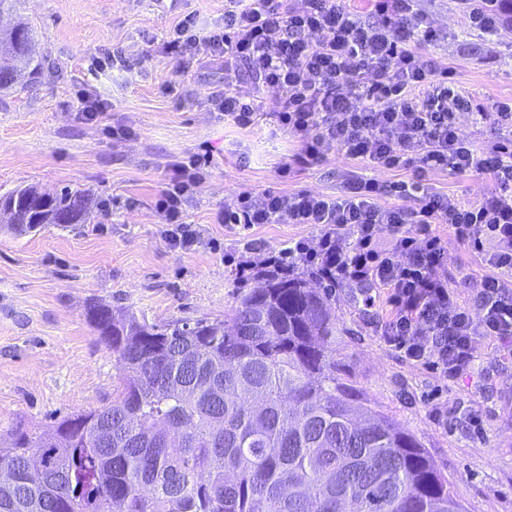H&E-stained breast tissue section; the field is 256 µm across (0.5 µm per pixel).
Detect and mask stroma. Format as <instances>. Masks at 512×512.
<instances>
[{
    "label": "stroma",
    "instance_id": "obj_1",
    "mask_svg": "<svg viewBox=\"0 0 512 512\" xmlns=\"http://www.w3.org/2000/svg\"><path fill=\"white\" fill-rule=\"evenodd\" d=\"M439 33L428 53L447 62L453 80L485 109L512 103V26L490 37L469 26L457 0H417ZM56 77L0 93V194L35 185L85 188L106 202L89 223L53 224L17 235L0 223V437L17 423L49 432L67 416L111 402L121 372L86 317L90 302L125 307L148 322L221 318L237 296L234 259L277 254L315 235L310 224L218 223L239 191L337 196L345 175L392 183L411 172L379 171L330 148L309 168H280L297 143L266 122L243 130L208 110L204 99L222 72L158 53L185 15L213 29L224 0H22ZM110 104L104 120L78 113V94ZM122 125L115 140L106 126ZM209 148L213 161L183 220L220 250L170 249L155 202L173 163ZM430 192L473 201L493 186L488 173H428ZM445 271L459 303L478 305L493 270L444 224ZM337 346L343 373L372 405L425 446L447 475L464 512H512V356L482 342L471 374L451 382L404 361L380 339L389 316L364 306L356 288L336 290Z\"/></svg>",
    "mask_w": 512,
    "mask_h": 512
}]
</instances>
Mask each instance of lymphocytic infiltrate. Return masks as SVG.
Masks as SVG:
<instances>
[{"instance_id": "f902f5d3", "label": "lymphocytic infiltrate", "mask_w": 512, "mask_h": 512, "mask_svg": "<svg viewBox=\"0 0 512 512\" xmlns=\"http://www.w3.org/2000/svg\"><path fill=\"white\" fill-rule=\"evenodd\" d=\"M373 21H363L342 0H224L222 27L201 31L185 16L161 45L163 54L219 64L224 85L204 104L225 122L245 129L268 120L296 138L291 163L307 168L330 147L378 170L418 173L488 172L494 185L481 200L465 202L429 193L418 181L386 186L352 176L341 195L308 191L240 192L224 206L222 223L313 224L320 232L263 261L273 272L301 265L320 280L382 287L392 317L384 344L410 363H422L455 379L465 374L483 340L512 341V283L485 278L479 313L461 306L448 286L445 246L431 232L451 227L458 239L486 251V261L512 269V142L477 148L459 133L461 113L512 128V107L494 114L473 109L448 67L425 50L435 37L415 0H373ZM270 101L242 94L241 74ZM200 160L176 163L155 207L163 240L182 251L209 245L182 222L200 179ZM395 191L403 205L380 199ZM392 235L380 248L379 230Z\"/></svg>"}]
</instances>
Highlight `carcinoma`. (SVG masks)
Listing matches in <instances>:
<instances>
[{
  "label": "carcinoma",
  "instance_id": "1",
  "mask_svg": "<svg viewBox=\"0 0 512 512\" xmlns=\"http://www.w3.org/2000/svg\"><path fill=\"white\" fill-rule=\"evenodd\" d=\"M0 91L35 80L45 55L17 0H0ZM85 189L0 195L19 234L88 223ZM259 286L222 319L150 323L87 308L123 378L112 402L0 444V512H462L421 441L373 408L340 369L333 302L297 266L257 267ZM37 454L44 473L27 460Z\"/></svg>",
  "mask_w": 512,
  "mask_h": 512
}]
</instances>
